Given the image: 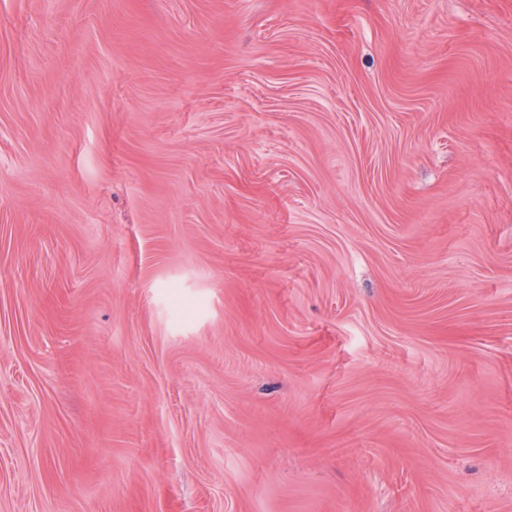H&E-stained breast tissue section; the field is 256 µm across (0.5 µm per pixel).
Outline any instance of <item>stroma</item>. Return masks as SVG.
<instances>
[{"label":"stroma","instance_id":"stroma-1","mask_svg":"<svg viewBox=\"0 0 512 512\" xmlns=\"http://www.w3.org/2000/svg\"><path fill=\"white\" fill-rule=\"evenodd\" d=\"M0 512H512V0H0Z\"/></svg>","mask_w":512,"mask_h":512}]
</instances>
